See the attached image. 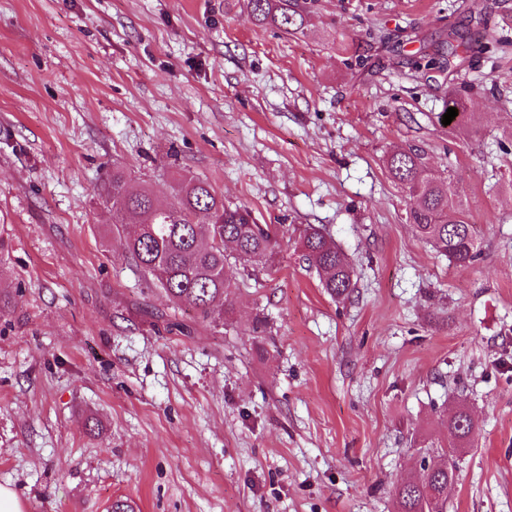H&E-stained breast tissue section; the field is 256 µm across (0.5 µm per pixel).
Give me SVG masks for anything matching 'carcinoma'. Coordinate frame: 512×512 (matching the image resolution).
<instances>
[{
	"label": "carcinoma",
	"mask_w": 512,
	"mask_h": 512,
	"mask_svg": "<svg viewBox=\"0 0 512 512\" xmlns=\"http://www.w3.org/2000/svg\"><path fill=\"white\" fill-rule=\"evenodd\" d=\"M246 10L252 22L287 34L302 30L307 16L300 0H247ZM495 41L490 32L479 33L466 43L450 33L448 55L468 51L480 42L487 49ZM387 168L406 193L407 219L421 239L458 266L476 262L481 256L477 227L453 202L447 183L427 174L425 152L410 148L395 153L388 158ZM130 182L131 174L114 164L100 185V197L112 208L110 230L124 236L122 256L156 282L170 301L217 323V315L229 311V299L237 287L226 274L227 261L238 256L268 261L277 231L256 223L246 209L224 205V197L201 177L181 176L166 202L157 199L147 186L132 191ZM299 247L329 295L343 300L352 296L354 269L320 230L305 229ZM476 430L477 423L465 407L448 415L446 467L423 469L416 479L396 485V512H448V482L455 481L457 446Z\"/></svg>",
	"instance_id": "1"
}]
</instances>
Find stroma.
Masks as SVG:
<instances>
[{"label":"stroma","instance_id":"obj_1","mask_svg":"<svg viewBox=\"0 0 512 512\" xmlns=\"http://www.w3.org/2000/svg\"><path fill=\"white\" fill-rule=\"evenodd\" d=\"M307 2L289 35L246 0H0V485L23 512H395L459 406L478 429L448 512H512V0ZM481 25L508 46L428 65ZM413 145L474 264L408 223L386 162ZM116 164L279 228L271 262L227 265L223 331L121 259ZM309 224L353 299L303 261ZM302 258L309 268L321 277L322 288L330 296L349 299L355 290V273L342 251L330 242L319 229L308 227L300 236Z\"/></svg>","mask_w":512,"mask_h":512}]
</instances>
